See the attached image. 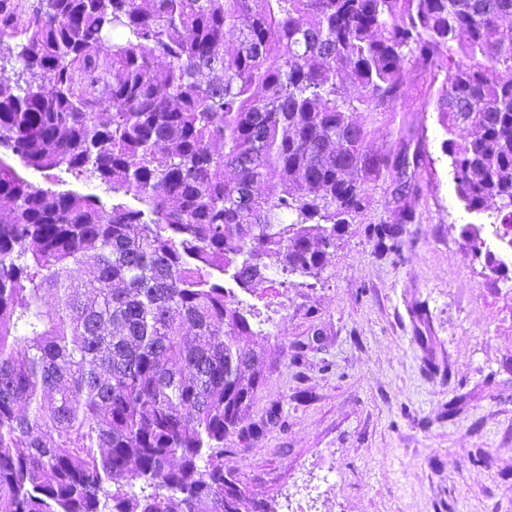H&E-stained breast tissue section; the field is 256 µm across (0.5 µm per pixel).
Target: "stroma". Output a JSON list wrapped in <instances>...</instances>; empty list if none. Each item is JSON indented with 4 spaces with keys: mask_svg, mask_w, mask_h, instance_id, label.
Here are the masks:
<instances>
[{
    "mask_svg": "<svg viewBox=\"0 0 512 512\" xmlns=\"http://www.w3.org/2000/svg\"><path fill=\"white\" fill-rule=\"evenodd\" d=\"M408 83L396 121L424 160L402 254L368 235L381 186L319 277L235 291L263 322L262 382L224 469L273 512H512V244L487 239L496 203L458 196L438 83Z\"/></svg>",
    "mask_w": 512,
    "mask_h": 512,
    "instance_id": "stroma-1",
    "label": "stroma"
}]
</instances>
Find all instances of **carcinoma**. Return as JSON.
I'll return each mask as SVG.
<instances>
[{
	"label": "carcinoma",
	"mask_w": 512,
	"mask_h": 512,
	"mask_svg": "<svg viewBox=\"0 0 512 512\" xmlns=\"http://www.w3.org/2000/svg\"><path fill=\"white\" fill-rule=\"evenodd\" d=\"M506 18L512 0H0V512H243L224 435L259 332L224 277H315L377 185L418 192L415 134L391 128L409 67L444 75L461 199L512 228ZM377 128L394 146L374 153ZM415 220L369 236L398 253Z\"/></svg>",
	"instance_id": "obj_1"
}]
</instances>
